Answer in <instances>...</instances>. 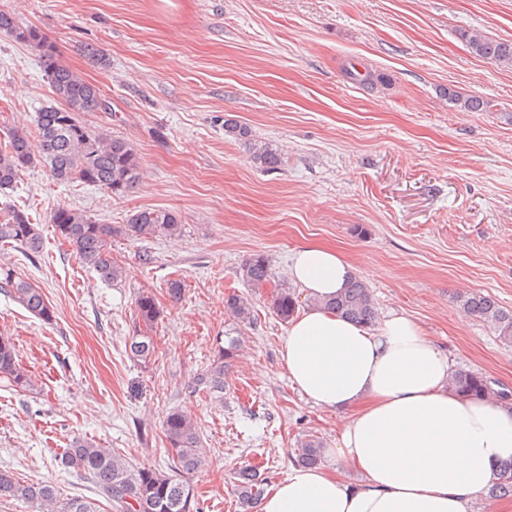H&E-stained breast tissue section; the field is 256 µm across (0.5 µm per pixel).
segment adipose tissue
<instances>
[{
  "mask_svg": "<svg viewBox=\"0 0 512 512\" xmlns=\"http://www.w3.org/2000/svg\"><path fill=\"white\" fill-rule=\"evenodd\" d=\"M290 276L319 300L348 287L355 269L335 250L305 246ZM281 358L302 394L345 413L335 453L362 479L295 468L260 512H480L512 458V407L455 392L447 357L405 315L372 327L312 308L292 319Z\"/></svg>",
  "mask_w": 512,
  "mask_h": 512,
  "instance_id": "obj_1",
  "label": "adipose tissue"
}]
</instances>
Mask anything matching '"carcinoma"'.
<instances>
[{"label": "carcinoma", "instance_id": "cac0c4a2", "mask_svg": "<svg viewBox=\"0 0 512 512\" xmlns=\"http://www.w3.org/2000/svg\"><path fill=\"white\" fill-rule=\"evenodd\" d=\"M0 33L38 52L47 78L59 104L46 105L37 112L34 136L11 129L0 145V191L11 189L25 170L41 164L52 177L63 184L94 185L114 195H125L139 184V165L134 148L120 138L108 139L91 132L81 121L82 112H109L110 103L102 98L99 88L87 81L58 58L56 46L34 26H23L15 15L0 10ZM468 45L477 56L512 66V41L471 35ZM448 98L458 102L467 112H487L490 102L477 96L464 97L454 90ZM224 135L248 146L252 161L262 170L272 172L283 164L282 152L252 138L251 130L233 119L224 120ZM60 236L76 252L85 265L105 281H117L123 268L112 260L109 246L112 238L144 240L160 234L173 235L181 229L182 219L170 209H141L124 224H99L87 214L59 207L51 215ZM41 235L38 225L20 209H14L0 220V247H25L38 251ZM241 279L254 288L264 287L272 278L268 260L255 255L241 266ZM12 296L24 309L42 321L53 318V310L44 294L27 281L9 272L0 278V292ZM137 315L143 323L155 322L160 310L149 294L135 301ZM323 307L353 321L374 325L378 311L370 290L360 279H354L343 293L323 302ZM461 307L469 315L488 323L505 344H512V312L504 310L489 295L469 294L461 299ZM273 313L283 322L296 312L297 300L288 288H280L272 296ZM227 311L239 322L255 319L248 298L233 294L226 300ZM237 340L219 347L218 358L200 373L195 386L211 395L224 393V371L237 351ZM154 346L148 336H134L129 342V355L136 361L146 360ZM0 377L8 379L20 390L32 387V378L21 366L13 343L0 336ZM452 385L461 394L489 396L505 404L512 394L493 387L486 376L466 369L455 371ZM168 443L169 470L137 467L122 457L93 442L77 438L61 456L67 468L90 476L99 493L115 504L117 512H201L191 487L182 474L197 471L203 465L200 433L190 417L179 410L169 412L163 422ZM322 443L309 438L295 449V462L315 466L321 459ZM238 491L244 503L255 508L263 493L251 470L238 472ZM489 497L512 496V461L504 464L498 479L488 490ZM0 498H14L31 505L34 512H99L96 502L83 497H62L47 482H21L9 469H0Z\"/></svg>", "mask_w": 512, "mask_h": 512}]
</instances>
